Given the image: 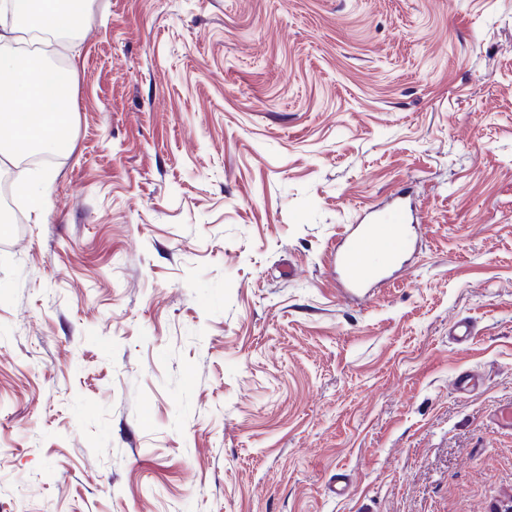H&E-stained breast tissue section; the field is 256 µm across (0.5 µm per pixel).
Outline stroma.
<instances>
[{"label":"stroma","mask_w":512,"mask_h":512,"mask_svg":"<svg viewBox=\"0 0 512 512\" xmlns=\"http://www.w3.org/2000/svg\"><path fill=\"white\" fill-rule=\"evenodd\" d=\"M84 13L71 146L0 159L53 178L0 223V512L512 497V0ZM403 187L414 252L345 299L327 251Z\"/></svg>","instance_id":"stroma-1"}]
</instances>
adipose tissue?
<instances>
[{
	"label": "adipose tissue",
	"instance_id": "obj_1",
	"mask_svg": "<svg viewBox=\"0 0 512 512\" xmlns=\"http://www.w3.org/2000/svg\"><path fill=\"white\" fill-rule=\"evenodd\" d=\"M32 28L73 30L79 27L82 14L61 8L59 0H30L26 12ZM71 74L47 83L42 67L21 56L0 54V103L11 110L0 114V142L13 154L32 145L62 150L69 141V131H58L57 112L67 111Z\"/></svg>",
	"mask_w": 512,
	"mask_h": 512
}]
</instances>
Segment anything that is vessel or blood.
I'll return each instance as SVG.
<instances>
[{
  "mask_svg": "<svg viewBox=\"0 0 512 512\" xmlns=\"http://www.w3.org/2000/svg\"><path fill=\"white\" fill-rule=\"evenodd\" d=\"M406 199V193H397L390 212L367 214L363 223L351 225L344 238L330 249L329 260L344 270L341 286L347 295H357L374 280L385 279L390 273L399 274L404 269L401 254L410 242L405 229L410 221ZM355 253L378 255L380 262L371 272H363L351 264V256Z\"/></svg>",
  "mask_w": 512,
  "mask_h": 512,
  "instance_id": "b4317fda",
  "label": "vessel or blood"
}]
</instances>
